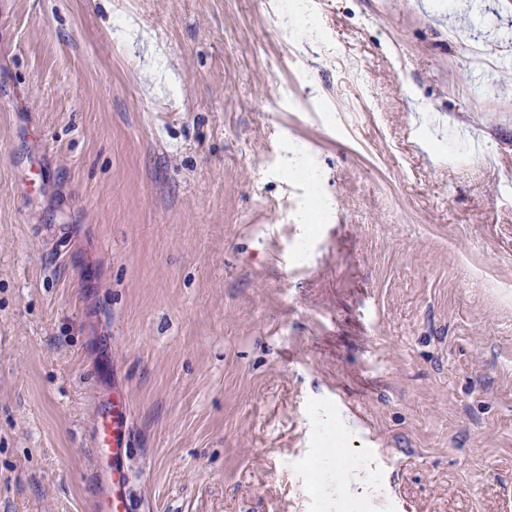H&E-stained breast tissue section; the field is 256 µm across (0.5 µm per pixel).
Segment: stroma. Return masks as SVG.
<instances>
[{
	"mask_svg": "<svg viewBox=\"0 0 512 512\" xmlns=\"http://www.w3.org/2000/svg\"><path fill=\"white\" fill-rule=\"evenodd\" d=\"M307 3L0 0V512H512V0ZM130 405L123 393L114 392L94 417L95 471L104 482L99 512H132L128 448Z\"/></svg>",
	"mask_w": 512,
	"mask_h": 512,
	"instance_id": "stroma-1",
	"label": "stroma"
}]
</instances>
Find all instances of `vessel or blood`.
Masks as SVG:
<instances>
[{
	"label": "vessel or blood",
	"mask_w": 512,
	"mask_h": 512,
	"mask_svg": "<svg viewBox=\"0 0 512 512\" xmlns=\"http://www.w3.org/2000/svg\"><path fill=\"white\" fill-rule=\"evenodd\" d=\"M130 405L123 393H113L94 417L95 471L104 482L99 512H132L128 448Z\"/></svg>",
	"instance_id": "obj_1"
}]
</instances>
